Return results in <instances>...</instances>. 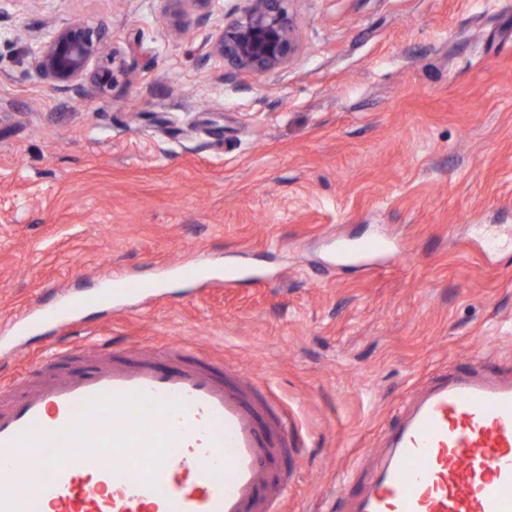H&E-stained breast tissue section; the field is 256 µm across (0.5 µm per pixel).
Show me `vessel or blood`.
<instances>
[{
  "mask_svg": "<svg viewBox=\"0 0 512 512\" xmlns=\"http://www.w3.org/2000/svg\"><path fill=\"white\" fill-rule=\"evenodd\" d=\"M387 236L335 241L348 264ZM84 368L21 392L0 384V512H279L271 483L294 422H262L252 381L214 357L82 346ZM354 512H512V380L474 369L437 380L387 436Z\"/></svg>",
  "mask_w": 512,
  "mask_h": 512,
  "instance_id": "vessel-or-blood-1",
  "label": "vessel or blood"
}]
</instances>
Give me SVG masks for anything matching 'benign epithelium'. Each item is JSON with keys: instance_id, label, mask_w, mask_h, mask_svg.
<instances>
[{"instance_id": "obj_1", "label": "benign epithelium", "mask_w": 512, "mask_h": 512, "mask_svg": "<svg viewBox=\"0 0 512 512\" xmlns=\"http://www.w3.org/2000/svg\"><path fill=\"white\" fill-rule=\"evenodd\" d=\"M173 30L189 12L203 13L212 0H162ZM291 0H243L241 10L224 18V31L212 42L211 53L235 72L263 76L288 65L299 50ZM110 36L82 20L57 28L33 60L47 83L68 90L86 80L106 88L112 83V57L106 55Z\"/></svg>"}]
</instances>
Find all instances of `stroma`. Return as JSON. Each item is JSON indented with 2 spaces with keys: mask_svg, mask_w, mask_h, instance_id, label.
Listing matches in <instances>:
<instances>
[{
  "mask_svg": "<svg viewBox=\"0 0 512 512\" xmlns=\"http://www.w3.org/2000/svg\"><path fill=\"white\" fill-rule=\"evenodd\" d=\"M241 6L180 36L161 0H0V368H80L75 336L207 349L298 421L284 512H351L415 393L512 378V0H292L299 52L261 77L209 51ZM77 18L110 88L34 71ZM377 232L397 252L338 265L331 237ZM201 258L235 285L169 277ZM111 272L136 293L17 334Z\"/></svg>",
  "mask_w": 512,
  "mask_h": 512,
  "instance_id": "stroma-1",
  "label": "stroma"
}]
</instances>
